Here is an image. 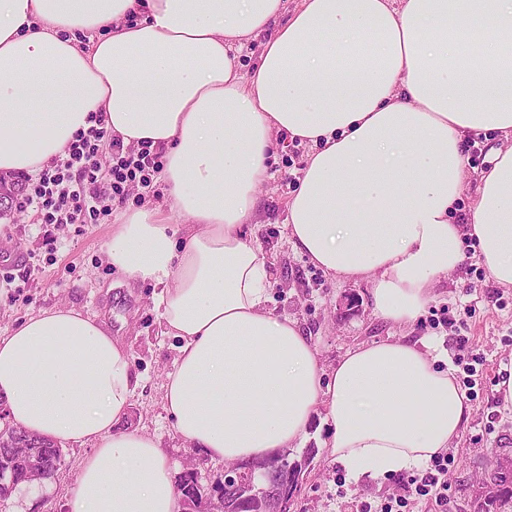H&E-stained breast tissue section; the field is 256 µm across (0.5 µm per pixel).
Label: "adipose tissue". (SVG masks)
<instances>
[{
	"mask_svg": "<svg viewBox=\"0 0 512 512\" xmlns=\"http://www.w3.org/2000/svg\"><path fill=\"white\" fill-rule=\"evenodd\" d=\"M258 36L240 75L233 51ZM95 113L123 146L164 150L168 206L124 213L106 255L160 288L180 342L164 401L185 447L262 459L317 421L355 481L459 437L471 406L425 341L360 344L327 370L297 320L267 312L253 218L285 132L313 147L288 239L330 277L368 282L375 317L418 321L468 237L512 287V147L458 209L471 135L512 136V0H0V171L38 172ZM136 387L128 352L81 312L0 337L14 427L91 448L65 512H181L158 442L118 427Z\"/></svg>",
	"mask_w": 512,
	"mask_h": 512,
	"instance_id": "ef3b65f1",
	"label": "adipose tissue"
}]
</instances>
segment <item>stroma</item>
Wrapping results in <instances>:
<instances>
[{
    "label": "stroma",
    "instance_id": "obj_1",
    "mask_svg": "<svg viewBox=\"0 0 512 512\" xmlns=\"http://www.w3.org/2000/svg\"><path fill=\"white\" fill-rule=\"evenodd\" d=\"M310 147L279 135L268 160L270 179L258 191L254 236L272 262L269 310L298 320L311 333L324 367H332L359 344L407 335L429 340L447 355L457 378H470L472 414L448 448L446 512H473L479 482L498 456H512V405L498 385L512 366V288L499 285L482 265L479 246L465 239L457 268L434 287V299L420 320L403 328L374 317L367 283L332 280L297 253L285 223ZM165 185L129 184L124 204L95 224H45L36 208H9L0 217V336L41 310L73 308L104 322L131 357L139 380L132 405L120 422L123 430L159 440L174 472L196 468L204 487L224 480V464L182 446L164 409V383L177 355L178 339L168 336L152 283L128 279L106 259V244L123 213L143 199L164 203ZM468 337L466 351L457 340ZM63 462L51 477L20 486L0 512H64L85 449H61ZM313 460L303 471L296 512H380L400 494V477H364L353 482L322 448L318 437L290 457Z\"/></svg>",
    "mask_w": 512,
    "mask_h": 512
}]
</instances>
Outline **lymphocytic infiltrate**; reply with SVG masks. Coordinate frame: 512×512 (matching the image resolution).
Segmentation results:
<instances>
[{
    "label": "lymphocytic infiltrate",
    "mask_w": 512,
    "mask_h": 512,
    "mask_svg": "<svg viewBox=\"0 0 512 512\" xmlns=\"http://www.w3.org/2000/svg\"><path fill=\"white\" fill-rule=\"evenodd\" d=\"M109 142L118 156L111 168V179L107 189H99L98 173L101 168L100 145ZM120 141L114 140L104 127L93 126L78 133L62 159H52L34 178L24 181L21 207L38 205L44 212L48 224H94L100 211L98 201L108 198L124 201V185L136 175L155 166L157 156L149 148L121 155ZM448 471V456L441 453L433 457L426 469L413 472L402 478V496L396 501L397 507H405L407 493L431 497L436 505H443L448 484L444 478Z\"/></svg>",
    "instance_id": "obj_1"
}]
</instances>
